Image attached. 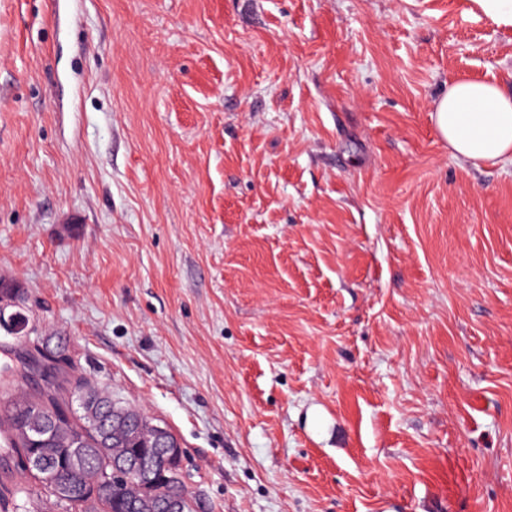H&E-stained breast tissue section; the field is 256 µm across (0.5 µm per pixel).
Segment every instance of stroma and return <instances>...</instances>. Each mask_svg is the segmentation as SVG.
<instances>
[{"instance_id":"1","label":"stroma","mask_w":512,"mask_h":512,"mask_svg":"<svg viewBox=\"0 0 512 512\" xmlns=\"http://www.w3.org/2000/svg\"><path fill=\"white\" fill-rule=\"evenodd\" d=\"M512 90L473 0H0V279L197 512H512ZM433 112L439 134L462 162L495 163L512 154V92L456 81L433 102Z\"/></svg>"}]
</instances>
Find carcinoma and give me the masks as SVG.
<instances>
[{
    "mask_svg": "<svg viewBox=\"0 0 512 512\" xmlns=\"http://www.w3.org/2000/svg\"><path fill=\"white\" fill-rule=\"evenodd\" d=\"M2 295L12 302L19 319H29L24 289L0 281ZM15 377L14 366H0V512H39L35 505L40 502L59 512H91L80 499L58 502L51 487L37 485L35 475L22 467L34 452L24 431L40 434L52 428L54 436L43 444L45 461L53 450L63 460L62 449L70 434L78 429L86 432L91 451L80 477L87 487L94 486L102 468L114 462L124 467L123 479L112 485V496L102 501L100 512H159L160 503L171 496L181 499L184 512H195L196 497L189 490L181 460L174 458L165 467L157 456L152 419L112 398L75 360L64 357L48 400L38 405L36 416L25 411L32 403L30 396L12 397Z\"/></svg>",
    "mask_w": 512,
    "mask_h": 512,
    "instance_id": "carcinoma-1",
    "label": "carcinoma"
}]
</instances>
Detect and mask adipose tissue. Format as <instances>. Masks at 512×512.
<instances>
[{
  "label": "adipose tissue",
  "mask_w": 512,
  "mask_h": 512,
  "mask_svg": "<svg viewBox=\"0 0 512 512\" xmlns=\"http://www.w3.org/2000/svg\"><path fill=\"white\" fill-rule=\"evenodd\" d=\"M433 112L439 134L462 162L512 155V92L490 82L456 81L434 101Z\"/></svg>",
  "instance_id": "ef3b65f1"
}]
</instances>
